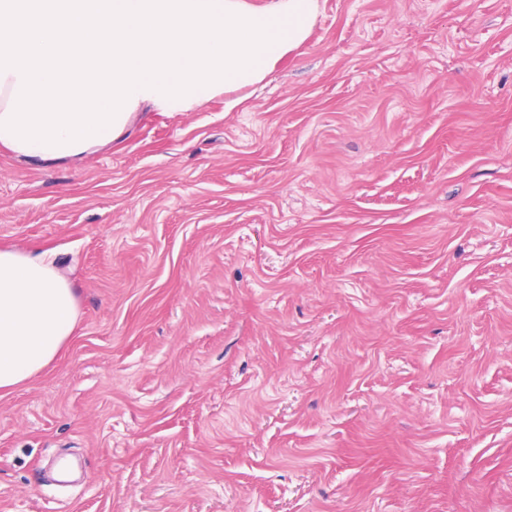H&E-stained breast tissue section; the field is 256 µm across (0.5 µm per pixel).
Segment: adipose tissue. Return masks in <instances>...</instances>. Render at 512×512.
<instances>
[{"label": "adipose tissue", "instance_id": "ef3b65f1", "mask_svg": "<svg viewBox=\"0 0 512 512\" xmlns=\"http://www.w3.org/2000/svg\"><path fill=\"white\" fill-rule=\"evenodd\" d=\"M77 316L74 292L47 253L0 249V390L49 366Z\"/></svg>", "mask_w": 512, "mask_h": 512}]
</instances>
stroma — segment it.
<instances>
[{"label": "stroma", "mask_w": 512, "mask_h": 512, "mask_svg": "<svg viewBox=\"0 0 512 512\" xmlns=\"http://www.w3.org/2000/svg\"><path fill=\"white\" fill-rule=\"evenodd\" d=\"M0 248L78 306L0 512H512V0H320L262 82L0 144Z\"/></svg>", "instance_id": "stroma-1"}]
</instances>
